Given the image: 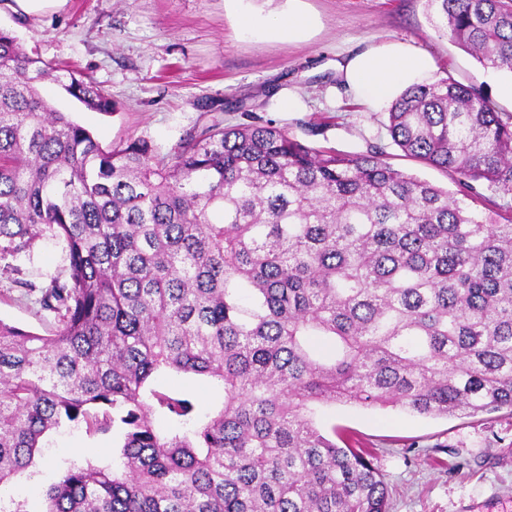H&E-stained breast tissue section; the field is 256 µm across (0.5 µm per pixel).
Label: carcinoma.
Masks as SVG:
<instances>
[{"label":"carcinoma","mask_w":512,"mask_h":512,"mask_svg":"<svg viewBox=\"0 0 512 512\" xmlns=\"http://www.w3.org/2000/svg\"><path fill=\"white\" fill-rule=\"evenodd\" d=\"M441 36L512 73V0H427ZM113 112L99 85L0 29V269L38 295L41 336L0 320V484L64 425L116 435L43 512H390L361 442L316 404L425 417L512 409V113L448 74L393 101L387 130L448 190L383 151L320 149L269 124L193 128L162 154L103 147L40 91ZM484 199L495 210L478 212ZM63 245L46 278L19 265ZM161 373L222 386L204 417ZM170 424L160 430L157 418Z\"/></svg>","instance_id":"cac0c4a2"}]
</instances>
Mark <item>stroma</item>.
Listing matches in <instances>:
<instances>
[{
  "label": "stroma",
  "instance_id": "obj_1",
  "mask_svg": "<svg viewBox=\"0 0 512 512\" xmlns=\"http://www.w3.org/2000/svg\"><path fill=\"white\" fill-rule=\"evenodd\" d=\"M298 6L312 24L293 37L242 33L234 0H66L42 14L1 13L0 27L30 55L71 65L111 94L116 111L100 113L58 85L41 88L102 145L141 137L166 152L213 118L234 125L254 117L339 153L378 146L395 168L455 191L450 176L403 156L386 130L387 106L357 100L336 63L391 40L430 54L434 78L451 73L492 100L497 84L512 76L482 67L439 35L426 0H299ZM0 319L43 336L50 329L33 298L1 271ZM159 386L202 412L223 400L192 377H164ZM315 421L324 433L337 430L373 447L372 462L392 491L391 512H512V411L446 418L335 404L318 408ZM112 443L108 434L62 427L46 438L32 476L0 487V498L41 512L42 490L75 462V448L108 466Z\"/></svg>",
  "mask_w": 512,
  "mask_h": 512
}]
</instances>
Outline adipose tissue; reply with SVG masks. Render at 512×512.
<instances>
[{
  "mask_svg": "<svg viewBox=\"0 0 512 512\" xmlns=\"http://www.w3.org/2000/svg\"><path fill=\"white\" fill-rule=\"evenodd\" d=\"M238 27L248 34L279 36L305 32L310 16L299 9L271 15L240 9ZM435 68L433 59L407 44L385 41L348 57L338 65L348 89L364 103L374 106L388 101L396 91L418 82Z\"/></svg>",
  "mask_w": 512,
  "mask_h": 512,
  "instance_id": "ef3b65f1",
  "label": "adipose tissue"
}]
</instances>
